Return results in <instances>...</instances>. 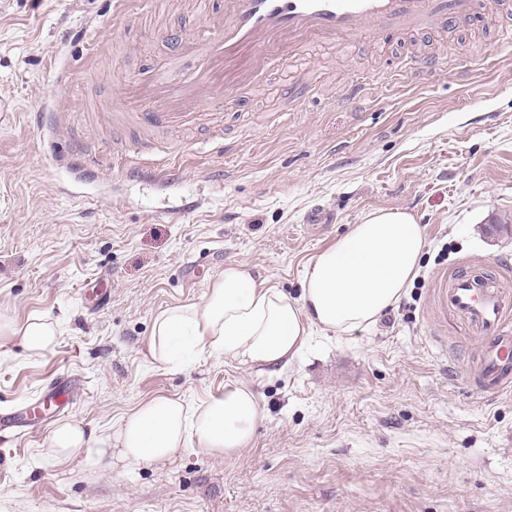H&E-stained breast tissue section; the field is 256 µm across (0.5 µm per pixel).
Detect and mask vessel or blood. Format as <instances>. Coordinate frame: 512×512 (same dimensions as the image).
Segmentation results:
<instances>
[{
	"label": "vessel or blood",
	"mask_w": 512,
	"mask_h": 512,
	"mask_svg": "<svg viewBox=\"0 0 512 512\" xmlns=\"http://www.w3.org/2000/svg\"><path fill=\"white\" fill-rule=\"evenodd\" d=\"M478 0H224L219 34L179 40L176 57L129 85L124 118L162 132L209 124L210 100L235 101L258 77L288 68L310 46L384 33L446 32L477 13ZM437 304L485 341L477 381L487 391L512 384V295L500 277L476 263L443 277ZM57 383L19 416H0V427L35 425L54 414L66 394Z\"/></svg>",
	"instance_id": "1"
}]
</instances>
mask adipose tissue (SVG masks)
<instances>
[{"mask_svg": "<svg viewBox=\"0 0 512 512\" xmlns=\"http://www.w3.org/2000/svg\"><path fill=\"white\" fill-rule=\"evenodd\" d=\"M424 247V228L412 214L377 209L309 260L298 297L257 281L241 266H227L201 300L154 313L147 356L165 369L187 367L203 354L260 373L287 366L312 332L341 336L374 325L396 307L412 285ZM61 334L60 322L47 314H33L21 325L0 317V338L19 339L31 358L52 350ZM262 418L251 384L233 380L223 392L196 402L152 396L105 438L61 422L44 453L61 463L93 452L126 474L187 448L231 458L252 444Z\"/></svg>", "mask_w": 512, "mask_h": 512, "instance_id": "1", "label": "adipose tissue"}]
</instances>
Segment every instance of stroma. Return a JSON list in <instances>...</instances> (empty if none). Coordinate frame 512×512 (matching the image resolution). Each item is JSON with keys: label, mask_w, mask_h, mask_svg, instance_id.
Wrapping results in <instances>:
<instances>
[{"label": "stroma", "mask_w": 512, "mask_h": 512, "mask_svg": "<svg viewBox=\"0 0 512 512\" xmlns=\"http://www.w3.org/2000/svg\"><path fill=\"white\" fill-rule=\"evenodd\" d=\"M223 0H0V316L60 320L44 356L0 339V411L68 383L58 421L99 437L143 399L199 400L248 381L266 418L236 458L196 450L124 474L95 456L43 453L51 427L0 443V512H512V386L476 383L483 344L435 301L439 277L497 264L512 290V0L447 33L318 45L223 109L212 129L153 132L116 115L131 78L220 14ZM443 64L426 83L410 61ZM366 97L336 100L354 82ZM296 86L299 103L282 109ZM106 156L76 166L71 129ZM171 178L131 179L137 157ZM333 224L312 235V208ZM400 208L425 249L406 296L371 327L313 337L272 373L203 357L159 369L143 355L153 313L200 300L241 264L298 296L304 268L368 212Z\"/></svg>", "instance_id": "1"}]
</instances>
